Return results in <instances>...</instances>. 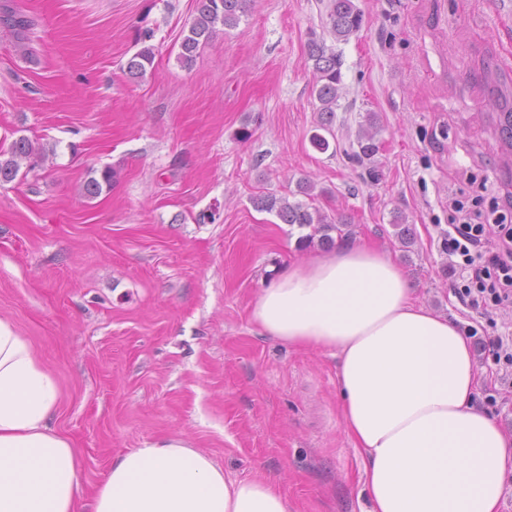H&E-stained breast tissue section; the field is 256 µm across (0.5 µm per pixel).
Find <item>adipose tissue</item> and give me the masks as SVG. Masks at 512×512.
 <instances>
[{"instance_id":"ef3b65f1","label":"adipose tissue","mask_w":512,"mask_h":512,"mask_svg":"<svg viewBox=\"0 0 512 512\" xmlns=\"http://www.w3.org/2000/svg\"><path fill=\"white\" fill-rule=\"evenodd\" d=\"M265 335L335 351L345 432L362 457L369 512H500L512 434L473 396L469 339L414 298L393 255L345 242L290 264L252 307ZM56 380L0 318V512H77L80 460L49 424ZM91 512H289L259 478L233 480L178 437L117 457Z\"/></svg>"}]
</instances>
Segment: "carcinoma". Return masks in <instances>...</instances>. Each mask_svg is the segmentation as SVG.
<instances>
[{"instance_id":"cac0c4a2","label":"carcinoma","mask_w":512,"mask_h":512,"mask_svg":"<svg viewBox=\"0 0 512 512\" xmlns=\"http://www.w3.org/2000/svg\"><path fill=\"white\" fill-rule=\"evenodd\" d=\"M246 2L247 0H197V15L189 27V34L182 40L179 60L187 66L191 65L200 43L213 38L218 26H237L245 12ZM0 23L13 31L19 46H24L25 33L30 26V21L25 16L5 6L0 9ZM361 24L362 15L353 0H329L326 29L336 42L348 41L358 33ZM306 54L307 60L312 62L313 92L319 102L317 128L332 136L336 107L343 92L341 55L336 52V48L326 44L324 36L314 32L307 41ZM154 58L153 48L143 47L129 59L127 73L134 79L142 77L152 67ZM377 134L375 114L369 112L365 123L359 125L356 133L357 149L351 153L359 163L368 165V175L372 179L377 176L375 156L380 149ZM43 153V148L26 137H19L7 145L0 144V182L15 181L23 164L26 165V172L35 170L43 160ZM113 178L114 174L109 169L102 170L98 178H89L83 185L85 197H98L103 187L112 185ZM253 204L261 211L275 213L284 224H295L301 228L315 226V232L320 234L319 241L325 246L333 244L330 231L342 232L337 221L317 209L309 211V207L300 202L291 203L273 195H264L254 198Z\"/></svg>"}]
</instances>
